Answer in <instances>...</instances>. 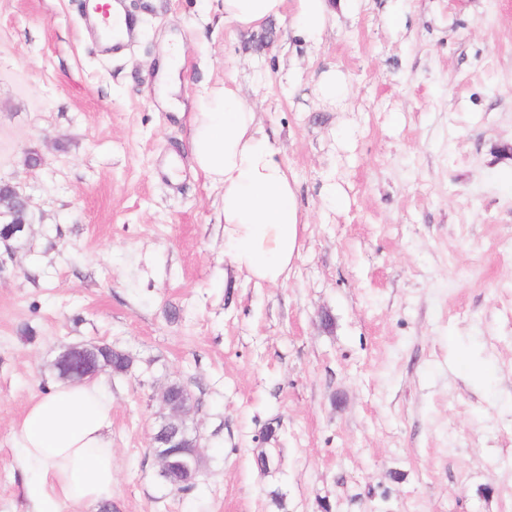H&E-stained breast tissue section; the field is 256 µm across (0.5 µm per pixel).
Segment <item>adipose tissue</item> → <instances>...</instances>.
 Segmentation results:
<instances>
[{
  "label": "adipose tissue",
  "instance_id": "1",
  "mask_svg": "<svg viewBox=\"0 0 512 512\" xmlns=\"http://www.w3.org/2000/svg\"><path fill=\"white\" fill-rule=\"evenodd\" d=\"M356 0H223L224 21L257 30L292 18L303 43L319 45L337 10ZM196 169L223 191L224 246L234 268L258 284H278L301 256L303 213L280 148L232 82L205 88L189 116ZM112 399L102 381L57 385L14 425L18 462L32 512L61 503L112 499Z\"/></svg>",
  "mask_w": 512,
  "mask_h": 512
}]
</instances>
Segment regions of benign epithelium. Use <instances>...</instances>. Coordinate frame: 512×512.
Here are the masks:
<instances>
[{"mask_svg": "<svg viewBox=\"0 0 512 512\" xmlns=\"http://www.w3.org/2000/svg\"><path fill=\"white\" fill-rule=\"evenodd\" d=\"M7 186L8 193L0 192V209L17 215L18 223L26 229L30 228L28 197L17 185L9 182ZM109 348L110 345L105 343L67 347L55 362L60 378L67 381L94 379L99 372L107 368L106 364L97 360L95 352ZM161 398L169 413L159 421L152 437L151 450L159 461L161 472L176 471L181 474L183 482L192 483L196 480L202 463L199 436L190 438L176 426V423L182 421L187 407L178 402L172 403L165 391L162 392Z\"/></svg>", "mask_w": 512, "mask_h": 512, "instance_id": "7a95c632", "label": "benign epithelium"}]
</instances>
